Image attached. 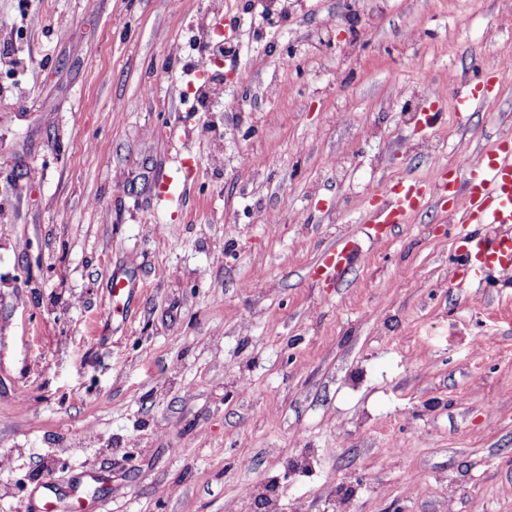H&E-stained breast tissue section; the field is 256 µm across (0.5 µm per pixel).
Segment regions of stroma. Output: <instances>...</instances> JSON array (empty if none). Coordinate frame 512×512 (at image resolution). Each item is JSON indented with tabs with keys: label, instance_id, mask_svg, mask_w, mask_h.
I'll list each match as a JSON object with an SVG mask.
<instances>
[{
	"label": "stroma",
	"instance_id": "obj_1",
	"mask_svg": "<svg viewBox=\"0 0 512 512\" xmlns=\"http://www.w3.org/2000/svg\"><path fill=\"white\" fill-rule=\"evenodd\" d=\"M216 15L250 93L187 112ZM508 130L512 0H0V512H512V278L461 287L436 207L310 276ZM499 87L498 70L487 68L482 77L470 85L456 100L458 112H469L481 105L488 94ZM359 255V246L340 242L325 250L314 267V275L336 282L338 285Z\"/></svg>",
	"mask_w": 512,
	"mask_h": 512
}]
</instances>
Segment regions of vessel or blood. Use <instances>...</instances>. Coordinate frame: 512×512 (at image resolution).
Masks as SVG:
<instances>
[{
    "instance_id": "1",
    "label": "vessel or blood",
    "mask_w": 512,
    "mask_h": 512,
    "mask_svg": "<svg viewBox=\"0 0 512 512\" xmlns=\"http://www.w3.org/2000/svg\"><path fill=\"white\" fill-rule=\"evenodd\" d=\"M498 71L486 69L456 100V109L468 112L481 105L498 88ZM446 204L451 222L461 225L494 224L498 235L487 239L465 236V278L479 282L491 273H512V136L503 135L495 148L458 169L437 167L434 178L421 181L406 176L383 191L366 222L369 242L386 240L410 216L430 204ZM359 255V247L340 242L318 259L315 275L341 282Z\"/></svg>"
}]
</instances>
